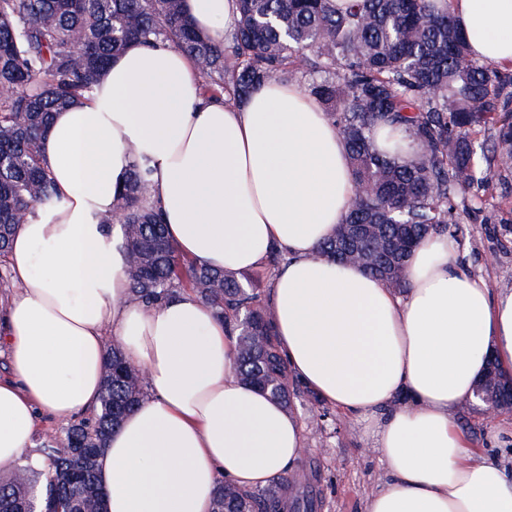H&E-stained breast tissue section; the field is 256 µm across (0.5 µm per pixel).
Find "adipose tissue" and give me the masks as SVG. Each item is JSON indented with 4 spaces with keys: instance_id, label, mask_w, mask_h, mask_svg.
Masks as SVG:
<instances>
[{
    "instance_id": "adipose-tissue-1",
    "label": "adipose tissue",
    "mask_w": 512,
    "mask_h": 512,
    "mask_svg": "<svg viewBox=\"0 0 512 512\" xmlns=\"http://www.w3.org/2000/svg\"><path fill=\"white\" fill-rule=\"evenodd\" d=\"M474 58L512 64V0H448ZM212 42L234 0H183ZM41 155L58 192L18 225L6 256L19 290L0 309L11 374L0 378V467L42 468L38 419L96 405L108 340L147 378L148 396L98 457L106 512H212L220 482H282L302 449L299 420L236 374V337L183 291L131 299L109 219L134 161L180 256L231 274L272 251L270 289L288 371L363 424L381 454L364 512H512V477L451 418L488 358L512 373V290L463 270L445 234L413 249L396 292L352 264L316 258L356 183L342 136L296 82L239 101L206 98L191 59L133 44L93 89L54 113Z\"/></svg>"
}]
</instances>
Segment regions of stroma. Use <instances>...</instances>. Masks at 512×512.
<instances>
[{
	"label": "stroma",
	"instance_id": "obj_1",
	"mask_svg": "<svg viewBox=\"0 0 512 512\" xmlns=\"http://www.w3.org/2000/svg\"><path fill=\"white\" fill-rule=\"evenodd\" d=\"M458 220L466 230L456 240L465 269L487 276L492 288L511 290L512 177L490 186L474 185L458 210ZM291 411L303 425L304 440L288 475L289 498L295 503L311 500L314 512H363L382 462L361 425L322 402L298 400ZM452 419L512 473V408L488 422L482 406L467 402L453 411Z\"/></svg>",
	"mask_w": 512,
	"mask_h": 512
}]
</instances>
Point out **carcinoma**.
Here are the masks:
<instances>
[{
	"label": "carcinoma",
	"instance_id": "cac0c4a2",
	"mask_svg": "<svg viewBox=\"0 0 512 512\" xmlns=\"http://www.w3.org/2000/svg\"><path fill=\"white\" fill-rule=\"evenodd\" d=\"M239 17L216 45L196 31L182 0H0V256L15 226L54 202L40 156L53 113L89 93L126 47L169 45L187 54L210 96L241 100L262 83L319 76L312 94L343 138L357 188L336 237L316 256L354 262L389 287L406 288L407 259L423 236L453 223L452 201L478 182L512 175V75L478 63L438 0H236ZM383 123L404 128L413 153L391 157L375 144ZM493 125L488 144L476 129ZM148 161L131 169L112 219L122 230L130 296L157 306L187 285L238 330L237 371L283 406L311 398L289 384L273 318L257 285L180 260L159 209L149 202ZM352 224H366L360 233ZM481 384L500 405L512 387L495 364ZM147 396L142 370L119 344L107 349L95 412L39 446L44 465H20L0 480V512H100L103 445ZM213 512H283L278 491L243 493L220 484Z\"/></svg>",
	"mask_w": 512,
	"mask_h": 512
}]
</instances>
